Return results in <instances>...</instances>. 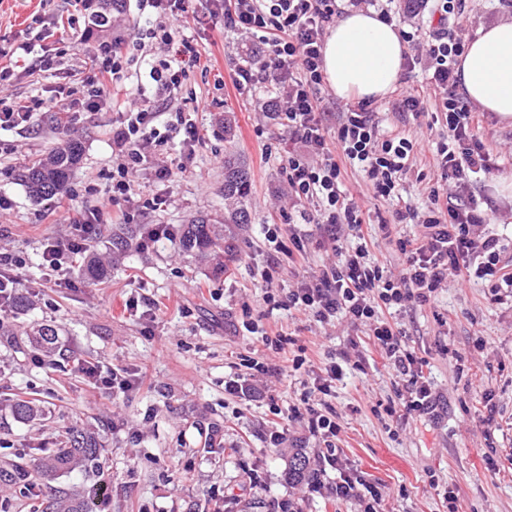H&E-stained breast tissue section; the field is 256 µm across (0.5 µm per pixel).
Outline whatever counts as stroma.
Wrapping results in <instances>:
<instances>
[{
    "mask_svg": "<svg viewBox=\"0 0 512 512\" xmlns=\"http://www.w3.org/2000/svg\"><path fill=\"white\" fill-rule=\"evenodd\" d=\"M86 0H0V45L28 40L55 57L58 72L17 74L0 83V98L23 105L43 100L29 126L0 132V195L11 202L0 212L8 234L0 247L22 253L19 288L29 301L22 313L0 319V463L22 459L35 465L65 439L68 428L96 433L102 447L103 473L64 474L40 482L41 496L0 485V500L10 512H36L42 496L75 495L83 488L105 485L95 512H212L211 493L221 496L223 512H281L280 505L300 501L302 512H356L354 502L330 503L326 488L335 472L321 480L324 492H309L305 484L285 477L288 451L302 449L315 459L325 445L288 411L311 402L332 411L340 430L335 439L344 471L361 477L388 494L389 512H448L444 491H452L459 512H512V303L495 302L490 285L449 276L434 300L392 314L405 332V341L426 361L439 397L435 417L397 418L389 415L397 401L398 379L382 356L363 344L364 329L349 320L320 324L312 316L287 307L269 308L262 302V276L271 273L279 289H288L304 275L336 261L322 229L300 215L282 222L280 209L288 196V182L279 151L297 148L281 127L264 119L247 95L232 85L238 66L268 58L270 48L257 39L239 36L214 25L207 0L184 27L192 45L212 55L211 72L194 73L181 88L157 89L147 77L142 53L162 56L159 42L144 51L132 43L143 30L146 10L126 0L125 27L120 36L128 53L124 64L129 93L144 91L160 111L152 126L168 142L160 155H148L135 176L141 197L165 194L158 211H131L136 224H184L196 215L224 216V153L240 155L250 170L248 199L251 221L233 226L236 251L225 258L224 272L196 262L178 243L160 240L112 258L116 226L101 202L119 161L112 153V127L118 107H102L63 116L69 103L65 91L78 83L84 62L103 33L92 30ZM73 18L74 27L57 21ZM512 19V0H466L462 14L449 17L448 29L473 37L489 22ZM415 89L431 97L433 89L423 69L403 70L395 92L377 101L383 129L429 138L431 112L398 109L401 92ZM208 103L193 112L194 100ZM192 112L203 139L190 157H183L181 133L175 131L176 112ZM233 113V139H225L220 121ZM71 130L84 145L81 164L73 170L65 191L83 213L99 211L101 226L87 252L105 266L97 279L87 278L82 264L68 269L64 280H46L41 269L47 239L69 232L56 223L54 199L29 197L19 179L22 170ZM480 133L497 157L496 175L474 183L478 200L491 203L492 234L512 237V201L498 196L500 178L512 176V127L485 114ZM179 163L170 182L154 178L158 160ZM429 159L418 156L403 177L398 196L377 197L363 172L348 168L345 184L370 211L364 231L372 239L370 251L391 272L402 267L398 238L420 234L415 221L399 220V212L423 210L433 185L425 178ZM281 226V239L307 234L304 260L295 263L275 253L263 227ZM388 231H381V224ZM137 309H130V301ZM258 317L263 336L243 335L245 314ZM37 323L55 326L65 358H54L31 346L27 333ZM282 335L284 351L267 346L264 336ZM305 355L302 366L293 359ZM97 363L103 371L119 368L147 370L149 387L113 395L75 372L74 363ZM260 361L277 369L275 377H252L249 365ZM343 368L329 395L312 392L315 377L326 365ZM250 380L253 391L242 396L224 389L231 380ZM36 398L44 412L30 423L16 421L12 401ZM287 429L285 447L271 448L270 434ZM257 485H250V473Z\"/></svg>",
    "mask_w": 512,
    "mask_h": 512,
    "instance_id": "obj_1",
    "label": "stroma"
}]
</instances>
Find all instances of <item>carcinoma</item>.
<instances>
[{
  "mask_svg": "<svg viewBox=\"0 0 512 512\" xmlns=\"http://www.w3.org/2000/svg\"><path fill=\"white\" fill-rule=\"evenodd\" d=\"M83 155L82 142L69 134L62 144L53 148L39 162L20 174V180L30 195L39 199L60 193L74 168ZM250 194V176L245 162L232 152L224 155V200L231 207L224 209V223L214 224L206 216L191 219L186 224L176 226L175 232L184 252L191 254L199 262H211L222 255L233 254V246L226 234V224L249 223L247 201ZM135 231L128 230L112 235V252L123 256L133 248ZM55 329L46 324L33 328L32 341L41 351L52 354L56 351ZM15 419L21 423L34 420L39 407L29 400L19 399L12 405ZM100 446L91 432L73 429L64 445L47 458L40 461L38 474L44 480L54 478L61 472L79 468L99 467ZM288 480L302 482L310 478L308 462L301 452L288 456ZM0 482L21 484L24 488H35L31 473L19 464L0 468ZM42 512H92L89 500L76 496H54L49 498Z\"/></svg>",
  "mask_w": 512,
  "mask_h": 512,
  "instance_id": "1",
  "label": "carcinoma"
}]
</instances>
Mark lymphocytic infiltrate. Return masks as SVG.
<instances>
[{
  "mask_svg": "<svg viewBox=\"0 0 512 512\" xmlns=\"http://www.w3.org/2000/svg\"><path fill=\"white\" fill-rule=\"evenodd\" d=\"M160 16L145 31L146 38L159 40L166 48L164 58L150 62L148 76L157 85L180 88L195 71L208 70L206 58L185 38L182 23L192 0H147ZM210 14L225 29L258 38L271 48L270 68L283 85L267 118L296 138L300 149L282 157L288 192L294 204L312 203L316 223L326 236L339 241L341 230H349L359 244L341 264L323 266L319 274L302 278L290 289L285 303L323 322L344 314L356 325L365 326L370 346L388 361L402 384L397 413L406 418L432 413L436 396L424 375L425 362L405 343L397 324L381 318L380 310H402L407 305L431 301L449 276L461 280L479 279L491 285L494 300L512 298V272L505 271L501 255L506 246L486 234L489 218L471 188L477 174L498 171L496 157L478 135L479 114L457 92L455 66L462 55L463 38L448 35L441 28L422 33L420 28L402 31L412 49L407 69L425 65L435 97V111L442 119L443 134L432 150L433 166L446 194L431 191L430 203L417 213L426 233L418 238L398 239L397 247L405 267L391 277L380 263L370 261L364 238V210L356 204L344 184L343 165L362 171L375 195L394 193L408 162L421 145L402 132L385 134L371 102L348 105L336 130H328L316 95L324 81L322 49L325 36L340 15L338 0H210ZM124 55L111 42H99L86 66L71 108L91 109L112 103L123 83ZM156 112L149 100L129 105L112 129V153L122 164L112 177L103 206L130 201L133 184L130 172L149 151L167 142L152 129ZM67 239L45 244L43 259L51 270L85 253L98 233V216L73 221ZM323 469L337 471L339 479L328 495L329 501H358L360 512H384L386 498L373 485L340 469L335 446L322 457Z\"/></svg>",
  "mask_w": 512,
  "mask_h": 512,
  "instance_id": "1",
  "label": "lymphocytic infiltrate"
}]
</instances>
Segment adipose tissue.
<instances>
[{"instance_id":"1","label":"adipose tissue","mask_w":512,"mask_h":512,"mask_svg":"<svg viewBox=\"0 0 512 512\" xmlns=\"http://www.w3.org/2000/svg\"><path fill=\"white\" fill-rule=\"evenodd\" d=\"M406 47L370 9H346L323 46V73L336 97L380 100L399 82ZM459 91L502 122H512V22L481 27L459 57Z\"/></svg>"}]
</instances>
